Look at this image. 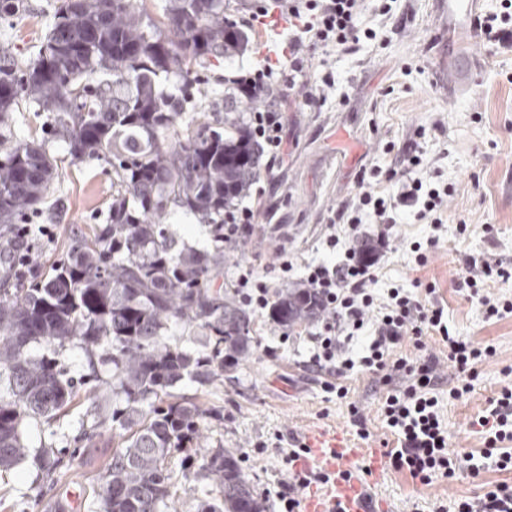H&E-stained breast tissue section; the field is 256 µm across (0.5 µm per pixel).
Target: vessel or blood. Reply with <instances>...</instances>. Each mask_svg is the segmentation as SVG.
Returning <instances> with one entry per match:
<instances>
[{
  "mask_svg": "<svg viewBox=\"0 0 512 512\" xmlns=\"http://www.w3.org/2000/svg\"><path fill=\"white\" fill-rule=\"evenodd\" d=\"M448 11L447 36H434L438 58L436 80L447 86L449 97L458 99L475 86L481 61L474 53L483 35L477 19L484 0H441ZM306 450L294 462L295 471L318 468L333 475L325 491L303 497L302 512H372L370 488L389 469L384 449L362 448L338 432L317 431L310 435Z\"/></svg>",
  "mask_w": 512,
  "mask_h": 512,
  "instance_id": "1",
  "label": "vessel or blood"
}]
</instances>
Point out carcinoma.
Returning <instances> with one entry per match:
<instances>
[{
  "label": "carcinoma",
  "instance_id": "1",
  "mask_svg": "<svg viewBox=\"0 0 512 512\" xmlns=\"http://www.w3.org/2000/svg\"><path fill=\"white\" fill-rule=\"evenodd\" d=\"M161 9L156 21L141 0H63L34 61L22 69L0 58V124L33 101L73 159L112 168L107 224L46 276L0 289V469L28 456L25 422L53 419L83 387L104 389L121 447L101 486L103 512H168L179 455L186 465L201 458L221 488L224 503L201 512H264L238 459L202 446V406L166 399L186 378L209 384L224 372V356L251 350L250 315L214 285L224 275V210L247 195L262 153L245 120L258 97L226 92L224 119L186 123L184 100L159 78L175 75L186 86L193 68L243 53L251 36L224 0H163ZM57 168L43 141L3 148L0 223L34 209ZM173 211L208 225L212 248L178 247L166 228ZM305 294L279 293L272 320L290 327L317 318ZM173 323L202 330L200 350L168 343ZM74 341L88 364L80 382L56 357L32 353Z\"/></svg>",
  "mask_w": 512,
  "mask_h": 512
}]
</instances>
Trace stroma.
Masks as SVG:
<instances>
[{"label": "stroma", "instance_id": "stroma-1", "mask_svg": "<svg viewBox=\"0 0 512 512\" xmlns=\"http://www.w3.org/2000/svg\"><path fill=\"white\" fill-rule=\"evenodd\" d=\"M60 0H25V9L0 17V53L19 63L34 59L51 28ZM437 0H395V24L382 27L373 9L363 20L377 28L376 40L363 44L356 55L337 62L336 92L322 111L290 110L285 137L287 164L262 169L265 189L254 200L258 210L256 233L224 264L225 278L236 265L253 263L258 253H271L275 243L287 242L295 266L320 260L325 252L321 234L332 207L355 193L357 179L368 169L389 165L390 149L410 143L432 157L443 182L453 184L454 195L441 225L403 218L398 226L404 240L394 253L377 257L373 291L384 298L388 289L415 290L418 296L442 306L450 331L481 348L487 356L476 360L472 390L449 398L460 386L452 368L441 372V417L448 444L459 456L481 454L484 433L470 425L489 399L512 385V313L487 317L483 306L454 288L466 255H484L512 262V48H482L483 69L474 90L464 98H448L434 84L433 54L427 43L438 17ZM286 17L254 24L251 47L231 60L214 59L198 69L192 86L177 78L165 80L166 91L187 89L190 103L185 121L213 120L224 114L225 76H248L264 62L261 48L277 52L288 41ZM47 115L33 102L13 112L0 140H45L57 158L52 190L28 218L49 225L52 234L35 235L28 277L42 275L58 262L92 227L101 223L112 203V171L95 160L75 161L65 142L46 138ZM467 231H460V221ZM494 225L495 238H485L484 225ZM428 244L427 262L417 265L413 247ZM434 293H427V284ZM256 339L250 355L228 372L201 386L184 381L173 388L178 398H189L208 411L204 433L208 445L241 458L256 495L266 512H274L273 492L283 468L273 447L275 434L304 439L315 429H341L356 445L385 447L394 437L380 410L383 387L372 376L353 370L345 384L346 398L326 393L324 378L305 367L307 334L314 322L291 328L288 342H280L281 326L268 314H253ZM275 348V356L263 347ZM359 406L367 419L368 437H360L350 420V405ZM112 401L78 395L52 423L28 421L23 429L31 449L19 465L0 472V512H48L63 502L68 512H100L97 492L112 460L117 442L112 438ZM268 450L255 454L257 444ZM53 449L61 465L43 459L41 449ZM512 483V471L485 470L471 475L460 468L454 478H439L425 485L408 473L389 471L373 493L378 512H439L440 506L483 494L490 485ZM176 512H198L203 501L219 498L220 487L210 478L173 474Z\"/></svg>", "mask_w": 512, "mask_h": 512}]
</instances>
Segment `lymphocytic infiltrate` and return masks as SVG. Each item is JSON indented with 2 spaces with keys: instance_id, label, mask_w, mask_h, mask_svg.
I'll list each match as a JSON object with an SVG mask.
<instances>
[{
  "instance_id": "obj_1",
  "label": "lymphocytic infiltrate",
  "mask_w": 512,
  "mask_h": 512,
  "mask_svg": "<svg viewBox=\"0 0 512 512\" xmlns=\"http://www.w3.org/2000/svg\"><path fill=\"white\" fill-rule=\"evenodd\" d=\"M280 7L288 15L287 54L256 69L240 83L244 92L265 96L263 105L250 113L249 128L271 167L283 160L288 94L301 92L300 109L321 111L334 90L336 60L356 54L364 41L377 37L375 29L363 24L365 0H281ZM318 50L326 58L321 73L314 77L310 74L311 60ZM428 165L425 152L412 147L397 157L394 166L362 176L356 192L332 209L322 238L329 251H342V258L308 264L302 277L305 287L312 289L322 305L320 324L308 336L306 367L317 374L344 377L358 366L386 384L382 409L395 436V446L388 451L390 464L395 470H408L425 485L438 476L454 477L460 464L448 448L438 412L440 359L426 352L423 338L433 332L439 334L448 347L449 362L463 375L472 374L473 363L483 351L450 334L443 307L423 302L404 289H390L385 301L376 302L372 293L375 271L372 262L363 258L365 246L344 249L340 240L345 233L359 236L362 225L373 224L377 227L378 248L395 250L399 239L397 210L401 207L408 208L416 221L441 223L455 189L424 178ZM383 183L395 184L396 192L380 191ZM273 255L271 264H250L237 270L240 299L252 311H263L272 303L270 273L284 280L293 269L285 246H275ZM465 265L458 290L485 306L487 316L511 313V302L492 304L480 290L489 282L512 281V267L473 255L466 258ZM364 330L370 336L360 358L347 357L350 344ZM408 339L420 351L413 360L397 353ZM396 375L407 378V385L392 386L391 379ZM476 423L488 434L487 446L480 460L469 462L470 474L489 468L512 470V453L497 448L499 441L512 439V389H502L500 397L491 400ZM304 451L299 442L281 451L284 470L275 493L281 512H300L305 492L331 480L329 474L318 469L307 474L294 472L293 461Z\"/></svg>"
}]
</instances>
